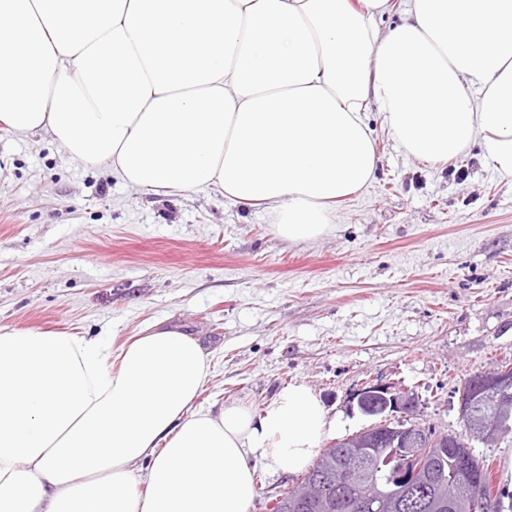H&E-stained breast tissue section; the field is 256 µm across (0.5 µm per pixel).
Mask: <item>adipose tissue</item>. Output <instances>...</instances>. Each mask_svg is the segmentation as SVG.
Returning <instances> with one entry per match:
<instances>
[{
	"label": "adipose tissue",
	"mask_w": 512,
	"mask_h": 512,
	"mask_svg": "<svg viewBox=\"0 0 512 512\" xmlns=\"http://www.w3.org/2000/svg\"><path fill=\"white\" fill-rule=\"evenodd\" d=\"M391 7L0 0V127L151 194L219 190L290 242L373 179V107L408 156L479 143L511 180L512 0H409L381 30ZM209 369L173 327L118 347L0 328V512H246L253 460L296 472L341 428L303 383L258 417L193 410Z\"/></svg>",
	"instance_id": "1"
}]
</instances>
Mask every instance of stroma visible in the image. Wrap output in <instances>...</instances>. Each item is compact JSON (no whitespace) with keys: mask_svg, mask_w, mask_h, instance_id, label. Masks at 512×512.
<instances>
[{"mask_svg":"<svg viewBox=\"0 0 512 512\" xmlns=\"http://www.w3.org/2000/svg\"><path fill=\"white\" fill-rule=\"evenodd\" d=\"M369 118L372 182L298 243L220 192L147 194L46 136L0 131V327L119 344L178 326L210 355L196 406L258 414L303 382L349 435L372 422L353 394L382 380L414 391L422 424L464 434L456 389L512 359V181L482 145L426 164ZM471 449L512 496V439ZM255 472L248 512L298 479Z\"/></svg>","mask_w":512,"mask_h":512,"instance_id":"1","label":"stroma"}]
</instances>
